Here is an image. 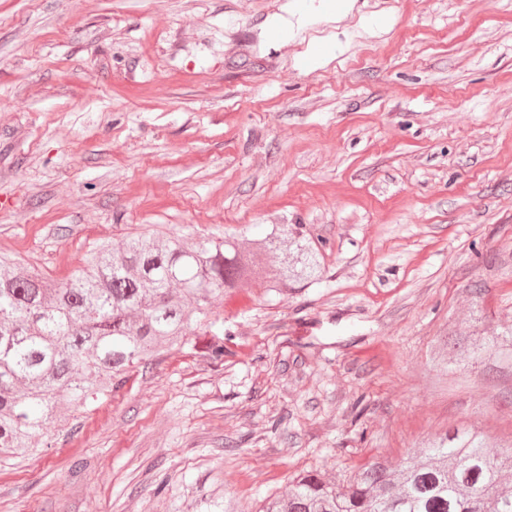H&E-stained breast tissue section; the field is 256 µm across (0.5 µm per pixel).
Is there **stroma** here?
Here are the masks:
<instances>
[{
    "label": "stroma",
    "instance_id": "obj_1",
    "mask_svg": "<svg viewBox=\"0 0 512 512\" xmlns=\"http://www.w3.org/2000/svg\"><path fill=\"white\" fill-rule=\"evenodd\" d=\"M292 7L0 0L1 253L62 282L104 241L297 224L322 269L1 459L0 512H255L454 428L512 445V358H438L472 289L512 328V0Z\"/></svg>",
    "mask_w": 512,
    "mask_h": 512
}]
</instances>
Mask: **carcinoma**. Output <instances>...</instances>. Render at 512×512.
Here are the masks:
<instances>
[{
    "mask_svg": "<svg viewBox=\"0 0 512 512\" xmlns=\"http://www.w3.org/2000/svg\"><path fill=\"white\" fill-rule=\"evenodd\" d=\"M319 268L313 242L286 225L259 239L141 234L103 243L65 282L0 255V457L28 455L62 409L108 396L143 363L201 336L210 337L209 357L223 360L213 298L234 288L280 294ZM450 346L460 364L512 352V328L454 336ZM258 512H512V450L494 452L483 431L457 428L342 483L299 473Z\"/></svg>",
    "mask_w": 512,
    "mask_h": 512,
    "instance_id": "carcinoma-1",
    "label": "carcinoma"
}]
</instances>
